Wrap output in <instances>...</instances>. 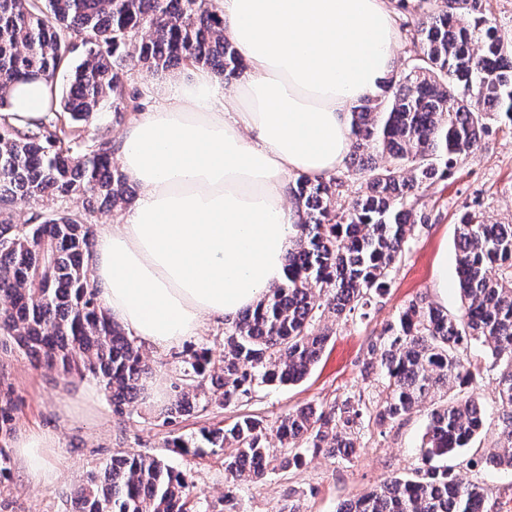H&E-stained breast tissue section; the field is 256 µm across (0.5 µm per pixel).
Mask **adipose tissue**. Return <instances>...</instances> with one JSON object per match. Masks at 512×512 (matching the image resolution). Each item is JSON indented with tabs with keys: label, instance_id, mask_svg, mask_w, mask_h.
Listing matches in <instances>:
<instances>
[{
	"label": "adipose tissue",
	"instance_id": "obj_1",
	"mask_svg": "<svg viewBox=\"0 0 512 512\" xmlns=\"http://www.w3.org/2000/svg\"><path fill=\"white\" fill-rule=\"evenodd\" d=\"M244 65L234 89L193 68L150 89L117 145L142 193L104 225L90 254L112 320L170 347L253 308L284 278L297 235L285 207L293 174L333 173L351 148L350 114L395 67L386 0H217ZM12 122L34 126L54 102L41 78L8 91ZM51 432L21 434L30 480L52 482Z\"/></svg>",
	"mask_w": 512,
	"mask_h": 512
}]
</instances>
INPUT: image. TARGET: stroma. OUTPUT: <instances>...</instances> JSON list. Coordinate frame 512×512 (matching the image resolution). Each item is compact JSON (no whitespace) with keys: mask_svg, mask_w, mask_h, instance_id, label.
I'll use <instances>...</instances> for the list:
<instances>
[{"mask_svg":"<svg viewBox=\"0 0 512 512\" xmlns=\"http://www.w3.org/2000/svg\"><path fill=\"white\" fill-rule=\"evenodd\" d=\"M488 125L478 148L459 158L447 181L420 190L414 209L423 222L392 272L390 293L372 305L368 317L333 325L319 362L296 384L262 388L249 402L214 406L172 426L163 424L161 409L141 400L124 414H116L103 392L85 416L71 418L61 408L77 400L83 381L33 367L14 345H0V393L13 398V431L52 432L56 446L49 462L58 473L53 483L36 485L18 461H11L8 476L0 481L6 512H71V488L118 451L158 457L181 472L192 488L196 512H222L229 491L235 496L236 512H279L291 504L300 512H336L344 500L421 467L420 446L428 424L424 410L382 432L368 426L352 460L320 455L289 471L270 470L262 479L238 486L227 479L222 454L207 449L180 454L168 443L177 436L195 442L200 429L230 425L244 414L272 423L308 403L332 405L354 390L374 395L363 373L368 345L409 300L422 297L440 302L449 313H459V215L474 211L489 223L512 224V125L498 118ZM200 348L220 354L223 325L205 324L198 336L176 347H146L151 377L170 384L181 358Z\"/></svg>","mask_w":512,"mask_h":512,"instance_id":"obj_1","label":"stroma"}]
</instances>
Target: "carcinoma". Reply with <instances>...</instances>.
Masks as SVG:
<instances>
[{
  "instance_id": "cac0c4a2",
  "label": "carcinoma",
  "mask_w": 512,
  "mask_h": 512,
  "mask_svg": "<svg viewBox=\"0 0 512 512\" xmlns=\"http://www.w3.org/2000/svg\"><path fill=\"white\" fill-rule=\"evenodd\" d=\"M427 9L402 25L407 67L380 102L355 107L353 156L340 173L299 176L291 195L299 220L284 281L243 312L224 337V354L201 349L182 360L171 382L164 423L252 397L260 386L292 385L317 362L330 337L325 318H365L389 290L390 275L415 236L421 186L444 180L473 150L489 115L512 123V40L486 15L485 0H422ZM63 111L90 120L109 100L117 119L139 111L128 92L135 67L165 72L204 65L225 80L242 63L224 36L211 0H0V113L7 88L41 77L53 82L76 50ZM130 187L106 137L44 118L33 128L0 119V330L36 366L96 378L117 414L140 391L149 365L141 347L107 314L88 265L92 214L121 210ZM61 210L37 224H16L14 211L45 197ZM457 285L462 310L450 316L420 297L371 342L367 375L382 380L379 399L354 391L330 406L288 413L270 429L245 416L227 429L204 430L201 442L224 453L232 484L264 475L274 462L298 467L305 454L347 460L364 421L384 428L422 405L429 423L424 467L353 499L354 512H487L479 479L448 464L482 435L484 413L468 394L484 370L464 357L486 347L496 370L500 428L484 460L512 471V224H488L476 212L457 224ZM458 391L441 402L440 394ZM11 398H0V441L9 438ZM288 447L274 454L269 431ZM192 489L163 460L118 452L72 493V512H186Z\"/></svg>"
}]
</instances>
